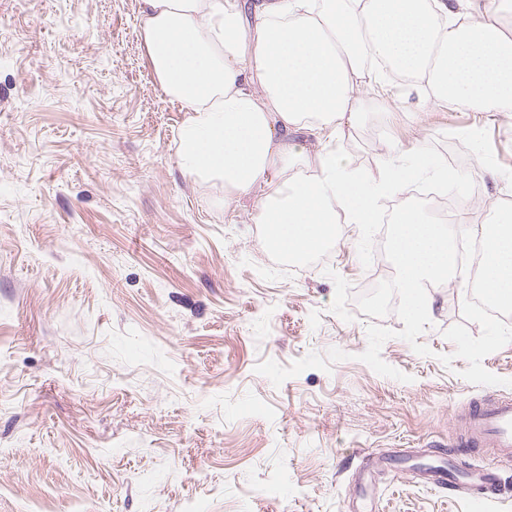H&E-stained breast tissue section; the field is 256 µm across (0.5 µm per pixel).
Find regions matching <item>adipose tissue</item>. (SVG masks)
Segmentation results:
<instances>
[{"label": "adipose tissue", "instance_id": "adipose-tissue-1", "mask_svg": "<svg viewBox=\"0 0 512 512\" xmlns=\"http://www.w3.org/2000/svg\"><path fill=\"white\" fill-rule=\"evenodd\" d=\"M142 37L187 114L181 170L225 199L258 196L257 223L289 256L332 243L338 221L379 223L425 169L423 152L393 146L390 170L367 180L291 135L331 140L368 102L387 111L391 72L406 100L512 112V0H143Z\"/></svg>", "mask_w": 512, "mask_h": 512}]
</instances>
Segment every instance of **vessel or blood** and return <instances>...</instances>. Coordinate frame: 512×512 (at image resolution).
<instances>
[{
  "instance_id": "b4317fda",
  "label": "vessel or blood",
  "mask_w": 512,
  "mask_h": 512,
  "mask_svg": "<svg viewBox=\"0 0 512 512\" xmlns=\"http://www.w3.org/2000/svg\"><path fill=\"white\" fill-rule=\"evenodd\" d=\"M466 441L475 447L494 449L497 459L512 458V398L491 397L471 404L465 413ZM418 480L429 486L440 487L455 480L454 467L435 466L418 472ZM467 480L481 490V502L499 498V484L494 468H478L467 475Z\"/></svg>"
}]
</instances>
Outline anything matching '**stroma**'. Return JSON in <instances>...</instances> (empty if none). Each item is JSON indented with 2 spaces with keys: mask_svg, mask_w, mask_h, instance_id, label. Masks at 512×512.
Segmentation results:
<instances>
[{
  "mask_svg": "<svg viewBox=\"0 0 512 512\" xmlns=\"http://www.w3.org/2000/svg\"><path fill=\"white\" fill-rule=\"evenodd\" d=\"M141 0H0V512H473L476 488L435 489L409 469L456 449L489 464L457 417L512 397V343L466 381L444 332L468 277L431 285L416 354L388 339L403 383L357 361L370 316L356 298L393 277L356 225L325 256L288 268L256 224V198L184 174L187 114L162 91ZM331 148L378 176L392 142L468 148L479 232L512 201V116L427 101L365 113ZM331 371L273 385L258 362L330 348ZM452 356L444 365L442 356Z\"/></svg>",
  "mask_w": 512,
  "mask_h": 512,
  "instance_id": "stroma-1",
  "label": "stroma"
}]
</instances>
